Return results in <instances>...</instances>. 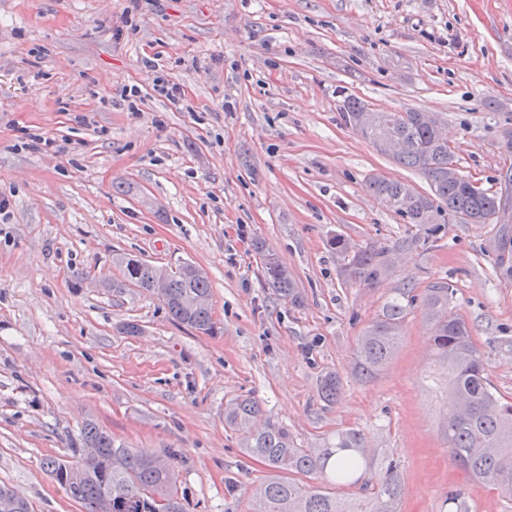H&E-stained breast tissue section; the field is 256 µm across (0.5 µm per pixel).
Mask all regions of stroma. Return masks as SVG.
<instances>
[{
  "label": "stroma",
  "instance_id": "obj_1",
  "mask_svg": "<svg viewBox=\"0 0 512 512\" xmlns=\"http://www.w3.org/2000/svg\"><path fill=\"white\" fill-rule=\"evenodd\" d=\"M0 0V484L34 512H81L47 472L72 459L94 420L172 462L184 512H253L266 467L224 424L252 396L300 448L364 433L375 466L400 462L399 512H512L448 452V401L420 301L448 284L495 390L512 398V244L498 224L421 237L383 208L369 178L421 192L423 175L382 155L342 119L345 96L440 121L461 174L512 194V0ZM161 56L188 109L152 95ZM139 86V114L121 106ZM58 154L24 148L26 133ZM349 246H414L375 288L345 282ZM265 242L303 301L261 281ZM207 271L219 332L177 324L154 294L103 288L112 258ZM399 347L354 374L363 329L402 289ZM138 323L126 335L127 322ZM343 390L323 402L319 378Z\"/></svg>",
  "mask_w": 512,
  "mask_h": 512
}]
</instances>
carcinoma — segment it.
<instances>
[{"label": "carcinoma", "instance_id": "cac0c4a2", "mask_svg": "<svg viewBox=\"0 0 512 512\" xmlns=\"http://www.w3.org/2000/svg\"><path fill=\"white\" fill-rule=\"evenodd\" d=\"M366 110V103L359 99L343 100V116L351 126ZM383 137L402 143L392 158L419 171L430 186V192L423 193L408 183L372 178L374 197L404 223L416 225L429 238L448 223L450 214L482 224L501 221L500 198L468 191L466 177L455 167L448 144L424 120L423 112L372 113L364 139L374 144ZM408 246V241L372 243L354 252L342 276L362 288H375L393 272L398 253ZM258 249L264 252V285L280 298L300 303L288 269L263 246ZM114 264L118 274L104 282V287L116 292L126 288L151 292L162 300L173 321L205 335L216 332L210 282L202 268L190 263L163 268L132 255H119ZM452 295L448 286L439 285L423 297L432 322L434 354L442 369L436 382L443 385L454 407L445 419L444 436L452 459L473 479L512 498V399L491 386L471 328L462 316L448 311ZM406 311L402 296H394L365 327L357 346L360 378H373L391 359ZM342 387L341 377L327 372L320 379L319 396L332 404ZM224 423L239 433L247 453L270 471L257 488L258 512H396L401 491L399 462L392 458L375 478L362 480L373 467L362 433L342 431L331 448H297L288 429L267 417L263 405L249 396L225 404ZM74 447L88 449L80 455V462L50 458L46 469L84 512H184L175 469L148 449L118 445L93 422L83 425ZM316 471L330 473L332 487L322 490L301 480ZM345 485L360 486L362 499L342 497L340 489Z\"/></svg>", "mask_w": 512, "mask_h": 512}]
</instances>
